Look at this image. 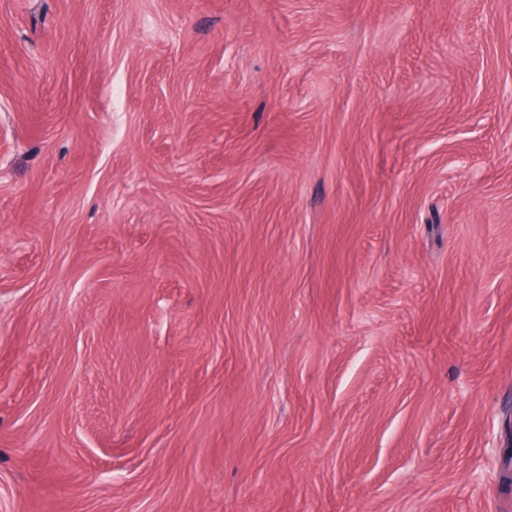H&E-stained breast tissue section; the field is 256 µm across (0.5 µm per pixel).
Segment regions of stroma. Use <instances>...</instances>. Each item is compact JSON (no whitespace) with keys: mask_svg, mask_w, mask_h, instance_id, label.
Returning a JSON list of instances; mask_svg holds the SVG:
<instances>
[{"mask_svg":"<svg viewBox=\"0 0 512 512\" xmlns=\"http://www.w3.org/2000/svg\"><path fill=\"white\" fill-rule=\"evenodd\" d=\"M512 0H0V512H512Z\"/></svg>","mask_w":512,"mask_h":512,"instance_id":"35a3bbf8","label":"stroma"}]
</instances>
